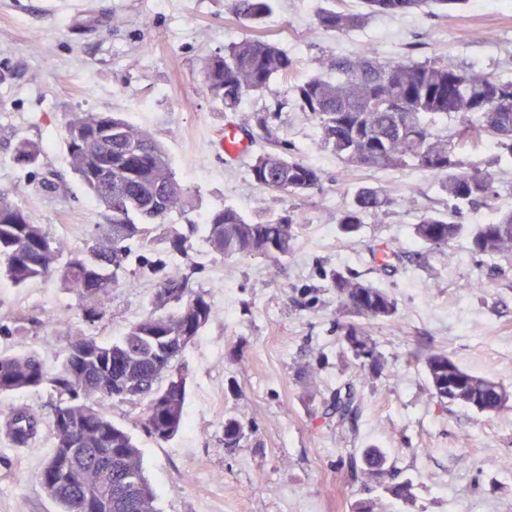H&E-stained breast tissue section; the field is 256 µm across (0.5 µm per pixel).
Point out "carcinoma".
Masks as SVG:
<instances>
[{
	"label": "carcinoma",
	"mask_w": 512,
	"mask_h": 512,
	"mask_svg": "<svg viewBox=\"0 0 512 512\" xmlns=\"http://www.w3.org/2000/svg\"><path fill=\"white\" fill-rule=\"evenodd\" d=\"M272 0H235L240 19L256 23ZM365 11L322 8L315 29L348 32L373 14L404 15L415 10L453 9L461 0H363ZM326 66L334 81L309 77L291 86L299 110L313 119L319 145L347 167L395 170L407 167L429 173L448 198L444 211L423 212L412 225V236L429 251L445 250L459 238L491 258H512V209L499 199L512 195V183L496 185L492 173L466 156L490 139L512 159V80L495 78L476 66L457 67L442 59H382L372 51L331 57ZM296 62L288 52L264 39L246 38L210 58L204 86L212 99L235 110L248 94L262 93L275 78H288ZM461 117L451 132L437 127L448 117ZM66 149L72 171L87 194L107 212L109 223L77 254L65 255L66 243L51 237L29 213L0 192V273L14 286L57 277L77 295L89 321L107 311L112 289L121 285L129 243L144 240L176 211L187 216L182 225L166 228L169 253L185 255L197 233L210 252L222 259L256 256L279 262L293 253L297 221L281 215L250 221L226 206L188 218L195 210L189 192L176 180L169 158L152 137L114 113L75 112L67 126ZM42 148L21 140L15 161L38 163ZM262 188L302 199L320 190L324 171L279 152L258 155L249 167ZM483 205L493 216L483 224H462L460 205ZM390 199L376 188L359 189L340 213L337 226L349 238L358 235L368 217L383 214ZM142 274L157 279L155 311L132 325L119 340L102 344L84 333L74 335L53 373L34 353H0V394L26 392L45 383L67 395L54 406L50 423L54 449L44 460L40 483L61 512H156V495L146 479L141 452L131 434L103 416L96 407L102 398L143 406L140 425L152 437L169 441L184 425L186 378L170 387L166 374L182 373L181 358L213 316L206 293L195 289L188 275H172L158 256L140 260ZM340 309L357 318L342 326L343 340L358 361L361 375L383 366L382 355L361 320L393 323L396 299L385 289L350 273L331 280ZM40 322L22 311L15 326L0 325V334H20L24 324ZM425 368L432 396L487 417L509 406L504 387L489 375L469 372L448 354L431 351ZM354 395L336 392L332 410L338 422L347 419ZM39 421L17 409L0 421L14 444L35 439ZM249 424L224 420V447L238 448L250 440ZM366 469L380 474L385 453L370 446L362 453Z\"/></svg>",
	"instance_id": "obj_1"
}]
</instances>
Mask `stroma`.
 I'll return each mask as SVG.
<instances>
[{"label": "stroma", "mask_w": 512, "mask_h": 512, "mask_svg": "<svg viewBox=\"0 0 512 512\" xmlns=\"http://www.w3.org/2000/svg\"><path fill=\"white\" fill-rule=\"evenodd\" d=\"M260 24L234 13L233 0H0V192L16 193L34 223L83 250L106 223L104 209L71 171L66 124L75 112H117L166 150L178 182L203 209L233 206L264 221L293 212L294 252L270 259L221 260L193 239L169 270L196 265L197 284L214 312L184 352L188 374L186 425L167 442L140 426V405L102 400L100 409L133 436L157 512H512V410L494 417L432 399L424 358L448 354L512 392V262L479 255L466 240L429 253L411 235L417 216L442 210L435 179L414 169L356 171L317 145L318 129L300 112L291 82L321 72L333 55L365 50L384 59L441 57L512 79V0H466L435 16L413 12L367 17L343 34L315 31L324 0H273ZM485 30L482 42L470 38ZM296 60L291 81L271 83L224 109L204 89V67L232 43L254 34ZM267 116L260 126L258 116ZM248 151L224 153L226 126ZM42 143L39 162L13 159L17 141ZM281 151L325 172L322 190L298 200L260 188L247 166L263 151ZM383 189L388 214L368 218L359 238L336 220L355 191ZM396 251L390 268L378 248ZM352 272L397 301L395 324L368 322L384 367L358 386L355 360L342 341L344 316L329 280ZM154 280L117 288L106 316L82 318L77 296L56 279L18 288L0 275V323L25 311L43 325L1 336L0 353L34 351L49 369L62 362L78 332L109 342L153 309ZM355 384L344 425L323 417L336 391ZM61 400L49 384L0 395V417L17 408L39 414V432L15 449L0 433V512H59L39 482L54 444L52 408ZM254 424L240 448L224 445V420ZM468 434L467 446L457 442ZM383 448L388 463L371 475L361 453ZM469 465H459L460 455ZM411 480L414 503L391 488Z\"/></svg>", "instance_id": "35a3bbf8"}]
</instances>
